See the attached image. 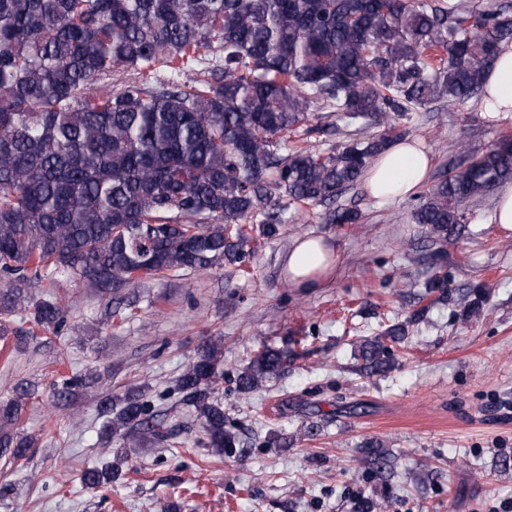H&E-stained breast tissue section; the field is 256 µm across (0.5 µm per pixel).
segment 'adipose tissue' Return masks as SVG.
Here are the masks:
<instances>
[{"label":"adipose tissue","mask_w":512,"mask_h":512,"mask_svg":"<svg viewBox=\"0 0 512 512\" xmlns=\"http://www.w3.org/2000/svg\"><path fill=\"white\" fill-rule=\"evenodd\" d=\"M482 111L495 118H512V43L502 44L487 72ZM429 159L416 141L404 139L390 146L364 177L368 194L378 200L402 198L424 180ZM333 251L324 239L297 242L286 259L289 281L300 288L317 287L332 266Z\"/></svg>","instance_id":"obj_1"}]
</instances>
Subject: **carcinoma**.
Returning a JSON list of instances; mask_svg holds the SVG:
<instances>
[{"mask_svg":"<svg viewBox=\"0 0 512 512\" xmlns=\"http://www.w3.org/2000/svg\"><path fill=\"white\" fill-rule=\"evenodd\" d=\"M512 6L471 0H0V331L7 316L59 332L58 302L25 296L56 274L99 295L159 276L224 264L245 270L296 205L332 201L405 138L407 113L484 93ZM137 78L106 96L117 71ZM315 109L335 121L305 130L353 139L322 151L288 134ZM383 128L380 134L369 133ZM465 165L414 194L412 219L434 241L465 219L466 204L512 181V138L482 153L455 144ZM405 325L360 342L361 370H388ZM288 352L261 346L235 379L246 396L279 375ZM224 339L209 337L177 379L205 448H235L218 396ZM95 383L64 377L67 399ZM37 386L0 402V458L28 457L15 429ZM106 439L171 443L165 417L139 388L97 404ZM88 468L82 482L112 481Z\"/></svg>","mask_w":512,"mask_h":512,"instance_id":"1","label":"carcinoma"}]
</instances>
